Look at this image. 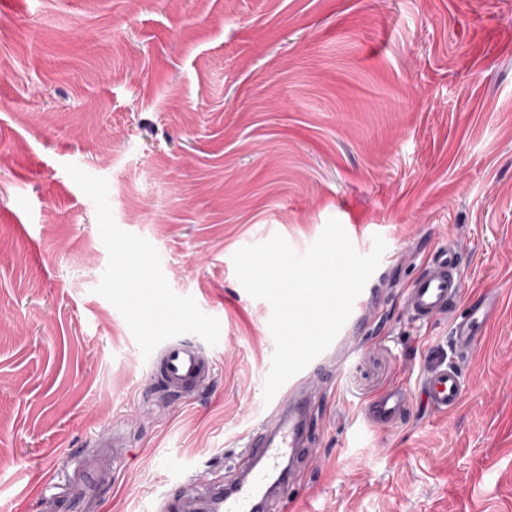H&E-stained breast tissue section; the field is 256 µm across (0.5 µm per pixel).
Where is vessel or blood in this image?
I'll return each instance as SVG.
<instances>
[{"mask_svg":"<svg viewBox=\"0 0 512 512\" xmlns=\"http://www.w3.org/2000/svg\"><path fill=\"white\" fill-rule=\"evenodd\" d=\"M463 290L461 256L449 244L425 257L404 296L416 321L448 317L451 346L460 356L480 341L478 310L462 304ZM151 373L168 393L189 395L207 386L214 364L194 338L176 337L157 350ZM465 390L463 373L454 363L431 371L421 382L430 407L442 413L456 410ZM409 401L405 387H392L365 406V418L374 426L392 424L405 415ZM309 412V394L303 383H295L253 430L234 478L199 491L190 485L176 497L163 496L156 512H267L274 496L295 486V463L307 441ZM109 448V443L100 442L80 453L74 477L50 500V512H85L105 481L97 461Z\"/></svg>","mask_w":512,"mask_h":512,"instance_id":"obj_1","label":"vessel or blood"}]
</instances>
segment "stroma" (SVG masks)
I'll use <instances>...</instances> for the list:
<instances>
[{
	"label": "stroma",
	"instance_id": "obj_1",
	"mask_svg": "<svg viewBox=\"0 0 512 512\" xmlns=\"http://www.w3.org/2000/svg\"><path fill=\"white\" fill-rule=\"evenodd\" d=\"M332 217L386 250L268 512H512V0H0V512H47L115 428L93 512L226 480L275 347L232 257ZM451 240L464 302L499 300L461 359L404 303ZM167 334L214 358L199 396L154 379ZM453 361L464 398L434 412L420 381ZM396 384L409 419L370 425Z\"/></svg>",
	"mask_w": 512,
	"mask_h": 512
}]
</instances>
